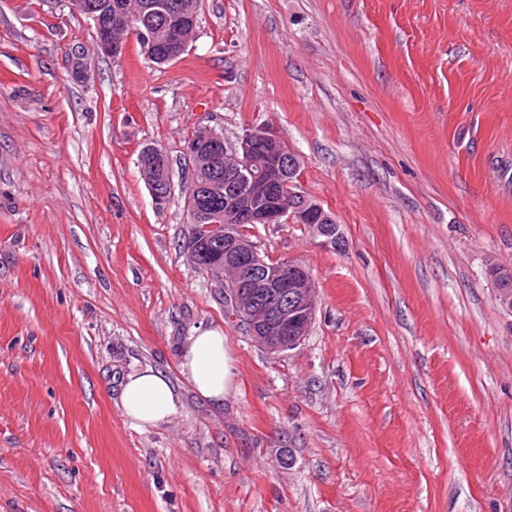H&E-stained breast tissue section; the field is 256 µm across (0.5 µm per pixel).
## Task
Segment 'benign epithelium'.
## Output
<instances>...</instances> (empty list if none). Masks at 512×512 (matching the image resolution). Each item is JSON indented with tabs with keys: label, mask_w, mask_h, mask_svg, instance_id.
<instances>
[{
	"label": "benign epithelium",
	"mask_w": 512,
	"mask_h": 512,
	"mask_svg": "<svg viewBox=\"0 0 512 512\" xmlns=\"http://www.w3.org/2000/svg\"><path fill=\"white\" fill-rule=\"evenodd\" d=\"M71 9L93 22L96 54L114 57L125 53L134 16L121 4H94L69 0ZM150 22L143 38L148 55L157 62L177 60L184 54L197 25V11L178 0H152L144 17ZM163 155L157 146L138 154V166L157 211H165L174 197L167 168L154 163ZM190 169L204 161L211 181L204 201L224 205V223L197 224L190 238L192 252L204 238L224 236V253L211 259L208 276L224 287L231 318L244 324L247 334L270 354H280L300 344L315 317V285L308 268L290 259L283 265L266 260L250 237L236 234L240 224H302L325 247L336 248L342 235L339 224L321 214V207L300 188L301 163L271 126L249 129L236 143L212 128H201L185 141ZM295 199L287 207L280 198L282 186Z\"/></svg>",
	"instance_id": "7a95c632"
}]
</instances>
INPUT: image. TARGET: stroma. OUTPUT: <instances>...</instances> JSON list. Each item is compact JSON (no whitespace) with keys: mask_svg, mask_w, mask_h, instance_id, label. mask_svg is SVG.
Returning a JSON list of instances; mask_svg holds the SVG:
<instances>
[{"mask_svg":"<svg viewBox=\"0 0 512 512\" xmlns=\"http://www.w3.org/2000/svg\"><path fill=\"white\" fill-rule=\"evenodd\" d=\"M67 0H0V512H512V0H200L178 60L91 50ZM83 51V76L70 71ZM273 125L342 244L250 224L306 263L279 355L190 261L183 196L137 164L210 126ZM221 327L216 407L181 351ZM177 412L137 427L130 371ZM158 146L143 147L138 154V166L157 211H165L174 197L171 175L166 167L154 163L153 158L164 155ZM169 163L168 157L164 155ZM119 401L124 414L138 427L156 425L177 411L170 381L152 367L138 369L125 376Z\"/></svg>","mask_w":512,"mask_h":512,"instance_id":"35a3bbf8","label":"stroma"}]
</instances>
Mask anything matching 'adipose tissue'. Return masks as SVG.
<instances>
[{
	"mask_svg": "<svg viewBox=\"0 0 512 512\" xmlns=\"http://www.w3.org/2000/svg\"><path fill=\"white\" fill-rule=\"evenodd\" d=\"M182 366L202 398L216 405L223 404L233 387L234 365L224 346L222 328H207L190 336L183 351ZM119 401L125 415L140 427L163 422L177 411L170 381L151 367L125 376Z\"/></svg>",
	"mask_w": 512,
	"mask_h": 512,
	"instance_id": "ef3b65f1",
	"label": "adipose tissue"
}]
</instances>
